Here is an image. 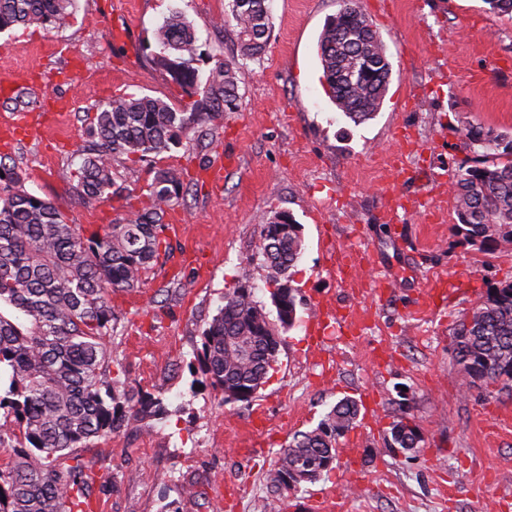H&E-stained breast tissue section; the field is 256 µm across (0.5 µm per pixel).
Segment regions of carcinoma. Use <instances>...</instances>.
Listing matches in <instances>:
<instances>
[{
  "label": "carcinoma",
  "mask_w": 512,
  "mask_h": 512,
  "mask_svg": "<svg viewBox=\"0 0 512 512\" xmlns=\"http://www.w3.org/2000/svg\"><path fill=\"white\" fill-rule=\"evenodd\" d=\"M75 0H0V32L14 25L60 28ZM224 21L237 32L245 57L264 53L271 32L269 0H228ZM149 61L189 95L238 100L237 71L230 63L201 84L194 63L198 38L182 11L173 10L156 33ZM327 93L336 108L359 125L375 117L392 67L379 34L358 0H341L317 43ZM175 107L161 97L130 95L97 106L86 129L90 144L68 176L74 196L96 206L114 195L117 163H157L194 124L217 112ZM463 149L473 164H461L450 182L457 223L453 232L484 248L512 246V134L470 124ZM503 161L489 164V151ZM183 182L171 168L153 167L143 190L152 205L121 222L87 231L70 224L51 199L25 187L15 166L0 159V366L8 384L0 393V447L14 442V460L0 467V512H86L94 486L107 479L97 461L76 452L132 421L158 419L162 398L128 389L112 376L107 343L119 315L111 297L140 288L147 272L170 248L166 210L178 202ZM303 250L301 225L287 212L265 219L256 253L275 286ZM276 320L240 285L224 295L202 333L197 359L224 401L250 402L278 362L276 326L296 320V296L279 301L271 293ZM455 358L466 388L512 392V283L487 289L453 331ZM357 405L341 401L311 430L295 433L278 450L272 478L277 491L297 492L336 463V438L352 428ZM393 445L412 450L417 428L405 419L391 430ZM288 476L290 482L282 481Z\"/></svg>",
  "instance_id": "carcinoma-1"
}]
</instances>
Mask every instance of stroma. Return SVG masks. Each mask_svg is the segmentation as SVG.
<instances>
[{
  "label": "stroma",
  "mask_w": 512,
  "mask_h": 512,
  "mask_svg": "<svg viewBox=\"0 0 512 512\" xmlns=\"http://www.w3.org/2000/svg\"><path fill=\"white\" fill-rule=\"evenodd\" d=\"M226 0H78L60 29L0 33V114L21 102L40 121L0 156L26 188L53 199L70 223L98 228L149 207L143 163L116 165L121 196L75 203L65 171L95 105L128 94L189 97L146 60L171 10L199 38L201 80L238 66V106L194 126L162 164L188 191L167 223H181L171 255L138 291L112 299L110 347L127 385L162 397L163 418L131 423L91 452L110 483L93 492L105 512H302L335 486L339 512H512V394L463 391L453 329L494 284L512 281V247L481 250L453 234L447 183L465 159L468 124L512 132V19L486 0H360L383 40L392 77L376 117L357 125L323 88L316 43L339 0H271L261 59H243ZM427 209L388 224L390 196ZM285 211L302 226L304 251L290 270L297 321L280 333L279 360L254 401L224 403L195 371L196 349L226 292L246 285L269 303L255 259L265 217ZM404 254L401 287L371 301L367 267L328 268L336 246ZM369 310L363 329L322 336L311 351L306 320L317 303ZM373 406L338 440L356 444L355 466L337 464L299 491L271 487L277 451L317 426L343 399ZM418 427L417 448L391 447L400 418Z\"/></svg>",
  "instance_id": "stroma-1"
}]
</instances>
